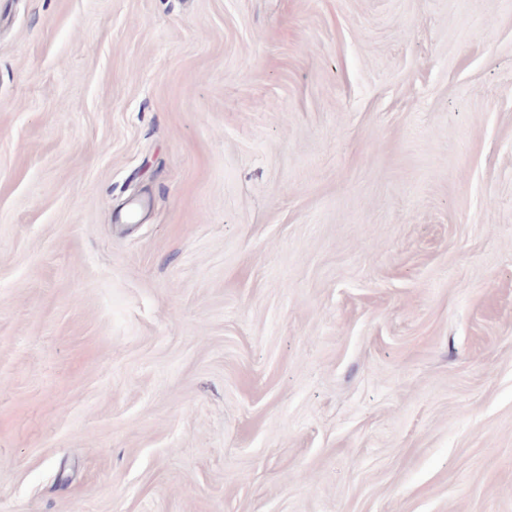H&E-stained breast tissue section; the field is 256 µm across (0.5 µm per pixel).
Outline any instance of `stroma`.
Masks as SVG:
<instances>
[{"label":"stroma","mask_w":512,"mask_h":512,"mask_svg":"<svg viewBox=\"0 0 512 512\" xmlns=\"http://www.w3.org/2000/svg\"><path fill=\"white\" fill-rule=\"evenodd\" d=\"M0 512H512V0H0Z\"/></svg>","instance_id":"1"}]
</instances>
